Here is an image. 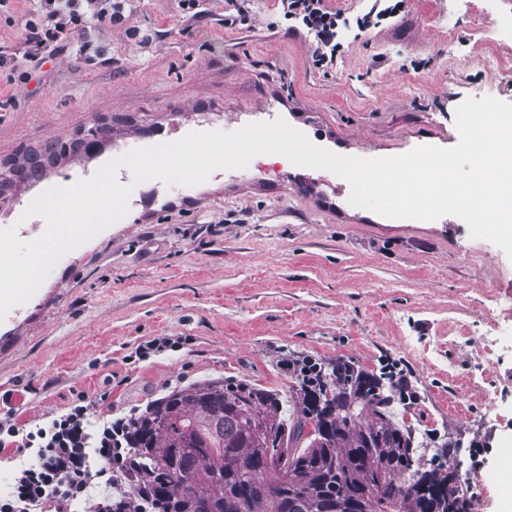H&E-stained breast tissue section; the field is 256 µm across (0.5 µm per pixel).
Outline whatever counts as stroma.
Instances as JSON below:
<instances>
[{
	"mask_svg": "<svg viewBox=\"0 0 512 512\" xmlns=\"http://www.w3.org/2000/svg\"><path fill=\"white\" fill-rule=\"evenodd\" d=\"M330 0L350 21L333 69L314 66L278 0L224 24L225 0H124V24L79 26L66 52L24 55L36 0L0 10V163L105 126L100 151L66 157L0 200V229L42 235L27 215L49 189L91 178L154 140L235 131L276 106L318 146L359 157L454 147L466 99L512 103V0ZM127 214L62 255L0 319V399L21 425L77 393L125 418L177 387L224 377L287 395L289 355L392 365L421 396L397 412L418 440L461 437L473 512H512V259L459 217L390 218L350 204V184L280 162L218 170L195 186L134 182ZM182 347L135 361L161 337ZM496 394L487 402L486 393Z\"/></svg>",
	"mask_w": 512,
	"mask_h": 512,
	"instance_id": "35a3bbf8",
	"label": "stroma"
}]
</instances>
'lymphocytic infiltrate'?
I'll return each instance as SVG.
<instances>
[{
	"label": "lymphocytic infiltrate",
	"mask_w": 512,
	"mask_h": 512,
	"mask_svg": "<svg viewBox=\"0 0 512 512\" xmlns=\"http://www.w3.org/2000/svg\"><path fill=\"white\" fill-rule=\"evenodd\" d=\"M279 3L281 16L303 28L316 67L332 68L343 14L326 0ZM88 19L122 24L121 0H42L36 52L62 53L68 34ZM94 405L78 394L65 412L28 430L11 414L0 416V453L20 459L12 486L0 493V512H141L135 496L113 488L112 468L123 462L124 446L115 423L94 418Z\"/></svg>",
	"instance_id": "obj_1"
}]
</instances>
